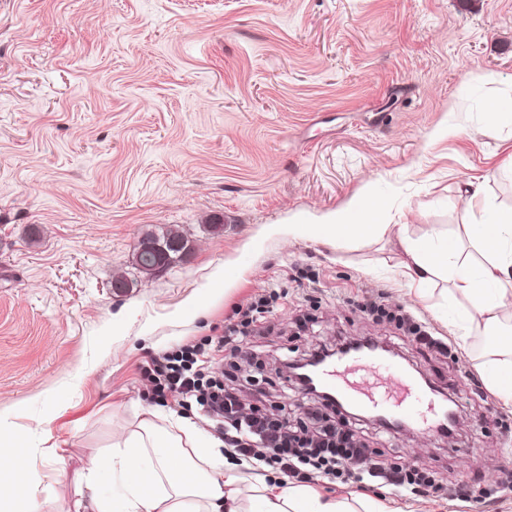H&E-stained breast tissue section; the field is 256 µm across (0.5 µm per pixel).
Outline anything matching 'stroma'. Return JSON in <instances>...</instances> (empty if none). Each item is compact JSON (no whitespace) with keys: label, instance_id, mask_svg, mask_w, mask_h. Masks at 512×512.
<instances>
[{"label":"stroma","instance_id":"obj_1","mask_svg":"<svg viewBox=\"0 0 512 512\" xmlns=\"http://www.w3.org/2000/svg\"><path fill=\"white\" fill-rule=\"evenodd\" d=\"M510 103L512 0H0V410L17 415L15 465L46 512H72L75 471L146 412L214 434L200 410L156 397L142 367L223 335L271 289L279 305L255 361L227 369L234 385L261 363L269 409L300 419L311 401L278 379L285 356L373 339L455 402L457 425L446 437L350 422L388 463L481 496L316 491L390 512H512L499 489L512 403L485 378L482 322L453 325L466 299L441 279L418 298L397 240L339 250L304 230L370 194L407 236H453L478 259L465 189L481 182L512 207V119L490 112ZM155 224L192 248L146 278L132 256ZM379 295L447 354L359 311Z\"/></svg>","mask_w":512,"mask_h":512}]
</instances>
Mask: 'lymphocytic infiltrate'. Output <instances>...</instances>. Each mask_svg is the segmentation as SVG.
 Masks as SVG:
<instances>
[{
    "instance_id": "lymphocytic-infiltrate-1",
    "label": "lymphocytic infiltrate",
    "mask_w": 512,
    "mask_h": 512,
    "mask_svg": "<svg viewBox=\"0 0 512 512\" xmlns=\"http://www.w3.org/2000/svg\"><path fill=\"white\" fill-rule=\"evenodd\" d=\"M278 298L274 290L255 297L238 321L225 325L223 335L151 358L143 369L144 377L158 396L171 394L184 406H197L214 422L225 445L252 467L276 469L286 480L299 483L354 475L414 494L438 491L432 471L386 466L376 449L344 422L334 420L331 413L319 408L309 411L308 422H290L287 416L267 409L268 394L259 380H252V401L247 404L239 388L225 384L223 375L212 373L217 355H246L249 337L272 313ZM361 309L368 315L396 322L417 343L440 353L447 349L403 309L389 310L377 300L363 302Z\"/></svg>"
}]
</instances>
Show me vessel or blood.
<instances>
[{
    "instance_id": "vessel-or-blood-1",
    "label": "vessel or blood",
    "mask_w": 512,
    "mask_h": 512,
    "mask_svg": "<svg viewBox=\"0 0 512 512\" xmlns=\"http://www.w3.org/2000/svg\"><path fill=\"white\" fill-rule=\"evenodd\" d=\"M313 381L340 408L429 433L448 425L452 409L436 389H423L398 361L366 347L324 363Z\"/></svg>"
}]
</instances>
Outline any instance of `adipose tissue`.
I'll return each mask as SVG.
<instances>
[{
  "mask_svg": "<svg viewBox=\"0 0 512 512\" xmlns=\"http://www.w3.org/2000/svg\"><path fill=\"white\" fill-rule=\"evenodd\" d=\"M468 207H480L483 218L468 225L469 237L486 255V264L472 268L458 258L453 239H403L408 271L418 283L447 278L481 318L487 335L503 339L507 359L486 370L488 383L505 401H512V329L500 313L512 307V208L492 207L481 184H473ZM379 201L370 195L308 225L310 235L343 248L355 241L393 232ZM12 413L0 411V512H44V502L31 490L27 472L13 469L19 452L17 438L2 435ZM221 441L201 438L193 424L175 418L168 426L154 419L116 437L108 452L91 458L77 481L76 512H241L238 478L224 465ZM122 474L119 499L99 492L106 474ZM248 512H387L379 499L364 497L359 508L346 500L325 496L306 485L277 486L259 481L252 489Z\"/></svg>",
  "mask_w": 512,
  "mask_h": 512,
  "instance_id": "adipose-tissue-1",
  "label": "adipose tissue"
}]
</instances>
